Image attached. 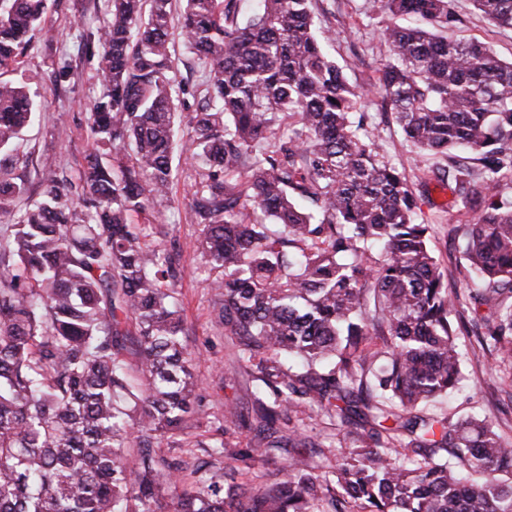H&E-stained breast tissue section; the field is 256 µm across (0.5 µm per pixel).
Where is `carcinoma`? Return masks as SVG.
Listing matches in <instances>:
<instances>
[{
	"mask_svg": "<svg viewBox=\"0 0 512 512\" xmlns=\"http://www.w3.org/2000/svg\"><path fill=\"white\" fill-rule=\"evenodd\" d=\"M48 2L0 0L1 70L24 63ZM105 2L104 23L76 34L103 60L77 187L31 192L24 135L42 104L0 78V512H157L170 493L174 512H512V446L493 424L423 414L460 383L470 325L512 371V62L448 38L466 24L452 0H369L389 19L374 91L417 152L448 156L437 179L484 284L460 291L309 0L249 15L237 0H180L203 86L185 123L190 218L257 422L256 441L216 447L222 473L182 489L186 462L151 451L199 400L179 250L157 227L182 157L173 0ZM472 2L512 29V0ZM319 416L352 444L316 447L304 427ZM289 448L325 465L293 458L257 490L238 481L239 465Z\"/></svg>",
	"mask_w": 512,
	"mask_h": 512,
	"instance_id": "1",
	"label": "carcinoma"
}]
</instances>
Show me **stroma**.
I'll return each mask as SVG.
<instances>
[{"instance_id":"35a3bbf8","label":"stroma","mask_w":512,"mask_h":512,"mask_svg":"<svg viewBox=\"0 0 512 512\" xmlns=\"http://www.w3.org/2000/svg\"><path fill=\"white\" fill-rule=\"evenodd\" d=\"M364 2L312 0L311 8L317 27L332 36L330 56L349 82L363 93L358 109L365 113L368 125L376 128L383 153L405 174L421 200L422 216L431 226L430 245L448 275L449 287H465L468 273L456 231L458 216L449 206L451 194L441 183L424 179L425 171L447 170L448 160L440 154L417 156L392 114L382 111L379 98L372 93L378 70L389 57V47L381 35V20L366 18ZM456 8L466 15L467 23L455 31V38L484 42L502 59L512 58V30L491 25L471 0H456ZM103 14V5L94 0H55L46 22L31 34L32 48L24 65L6 73L7 78L37 89L47 108L41 121L26 134L33 184L53 178L78 181L84 157L93 149L87 117L94 98L101 92L100 56L75 53L74 42L78 27L100 26ZM66 52L72 55V75L69 82L60 85L54 80L53 68ZM195 182L193 171L179 175L174 186L176 202L164 224L169 237L176 239L181 249L184 276L179 300L186 343L195 357L192 373L199 403L176 442L155 445L154 451L160 456L183 457L189 471L208 474L213 470L214 442L227 437L245 444L252 439L248 427H234L226 434L221 428L225 403L251 409L256 384L239 371L237 348L224 334L219 306L208 288L213 273L200 246L201 228L191 223L187 208ZM461 343L464 380L458 391L436 404L435 413L487 419L504 441L512 443V374L500 371L475 338H462Z\"/></svg>"}]
</instances>
